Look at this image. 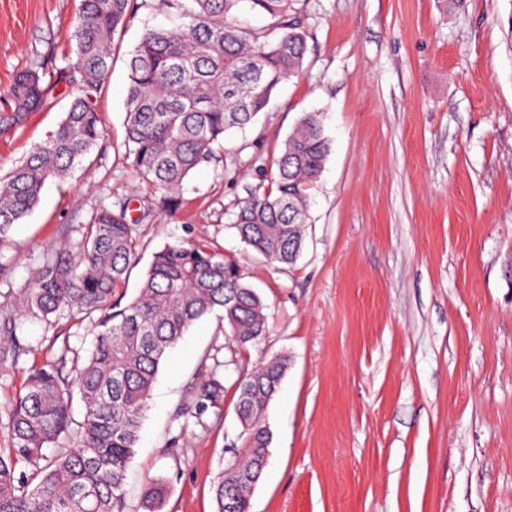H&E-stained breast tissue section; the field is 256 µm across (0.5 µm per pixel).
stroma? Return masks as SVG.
<instances>
[{"instance_id":"1","label":"stroma","mask_w":512,"mask_h":512,"mask_svg":"<svg viewBox=\"0 0 512 512\" xmlns=\"http://www.w3.org/2000/svg\"><path fill=\"white\" fill-rule=\"evenodd\" d=\"M80 0H0V89L37 55L74 52ZM307 53L265 112L232 132L185 184L179 210L148 213L123 146L127 61L174 10L139 0L116 35L98 99L106 135L0 245V323L23 351L0 367V430L30 370L62 350L86 358L94 322L43 321L25 303L43 259L81 237L100 204L143 214L134 298L164 245L206 240L239 262L267 304L271 353L289 368L266 411L272 439L251 512H512V0H298ZM57 86L23 128L0 135V175L68 109ZM331 151L312 190L303 254L251 256L231 226L303 113ZM216 316L169 353L124 487L148 480L160 512H214L211 484L245 444L234 382L258 354L226 345ZM217 369L224 402L180 415Z\"/></svg>"}]
</instances>
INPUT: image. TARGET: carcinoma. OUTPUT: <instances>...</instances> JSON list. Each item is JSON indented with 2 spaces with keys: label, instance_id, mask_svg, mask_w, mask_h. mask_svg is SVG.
Wrapping results in <instances>:
<instances>
[{
  "label": "carcinoma",
  "instance_id": "obj_1",
  "mask_svg": "<svg viewBox=\"0 0 512 512\" xmlns=\"http://www.w3.org/2000/svg\"><path fill=\"white\" fill-rule=\"evenodd\" d=\"M134 0H80L70 39L74 55L45 80L43 63L17 71L0 92V134L21 127L55 87L71 102L45 140L0 177V240L37 204L44 184L63 180L104 139L98 97L112 67L115 35ZM177 9V28H148L130 53L124 146L153 206L170 213L184 183L215 157L214 146L233 128L265 111L277 86L297 75L307 51L296 0H249L268 18L253 28L236 15L240 0H163ZM330 152L315 113H306L272 162L268 185L250 187L232 224L251 252L293 265L304 243L311 189ZM138 225L125 201L100 206L82 239L52 252L34 277L28 309L47 320L63 311L96 316L93 348L84 362L61 355L34 368L8 412L0 444V512H127L124 482L139 442L151 393L168 351L195 321L222 313L224 336L258 348L269 333L262 295L240 265L202 241L155 252L137 295L124 307L112 294L136 262ZM20 345L0 340V365ZM288 369V356L262 355L234 382L235 412L246 446L231 451L212 485L216 512H251L250 492L269 459L268 403ZM181 414H202L224 402V382L211 374L191 387ZM82 419L72 417L74 399ZM50 447L53 455L46 454ZM166 494L147 484L145 507L156 512Z\"/></svg>",
  "mask_w": 512,
  "mask_h": 512
}]
</instances>
